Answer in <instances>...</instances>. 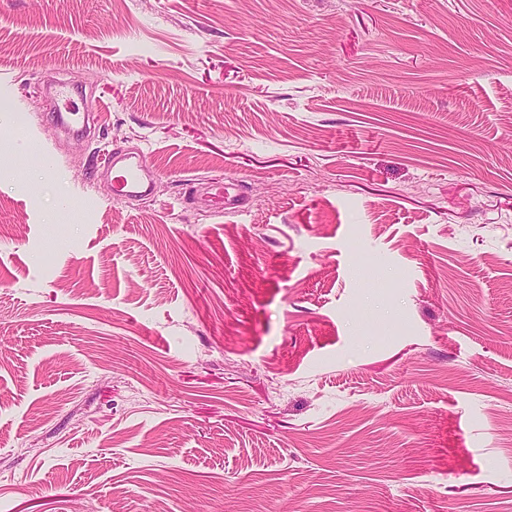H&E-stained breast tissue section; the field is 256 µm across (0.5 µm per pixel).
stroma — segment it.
<instances>
[{"mask_svg": "<svg viewBox=\"0 0 512 512\" xmlns=\"http://www.w3.org/2000/svg\"><path fill=\"white\" fill-rule=\"evenodd\" d=\"M118 504L512 512V0H0V512ZM143 165L140 160L122 165L113 178L112 192L116 201L144 196L148 188L145 187ZM224 210L227 212H242L244 210V197L240 192L239 185L231 180L222 182L219 187Z\"/></svg>", "mask_w": 512, "mask_h": 512, "instance_id": "stroma-1", "label": "stroma"}]
</instances>
